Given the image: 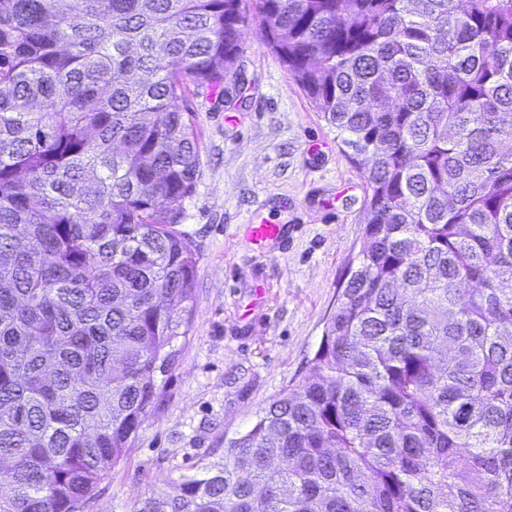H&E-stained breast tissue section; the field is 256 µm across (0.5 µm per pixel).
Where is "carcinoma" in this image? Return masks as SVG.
I'll list each match as a JSON object with an SVG mask.
<instances>
[{
	"mask_svg": "<svg viewBox=\"0 0 512 512\" xmlns=\"http://www.w3.org/2000/svg\"><path fill=\"white\" fill-rule=\"evenodd\" d=\"M243 0H0V512H84L194 300L167 217ZM369 219L311 376L132 512H512V0H251Z\"/></svg>",
	"mask_w": 512,
	"mask_h": 512,
	"instance_id": "obj_1",
	"label": "carcinoma"
}]
</instances>
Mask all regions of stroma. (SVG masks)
I'll return each instance as SVG.
<instances>
[{
  "label": "stroma",
  "mask_w": 512,
  "mask_h": 512,
  "mask_svg": "<svg viewBox=\"0 0 512 512\" xmlns=\"http://www.w3.org/2000/svg\"><path fill=\"white\" fill-rule=\"evenodd\" d=\"M225 94L187 93L200 172L178 206L196 253L195 299L165 394L85 512L134 503L220 459L258 412L307 378L351 259L363 244L367 185L261 27L242 28ZM291 225L286 249H254L255 209Z\"/></svg>",
  "instance_id": "1"
}]
</instances>
